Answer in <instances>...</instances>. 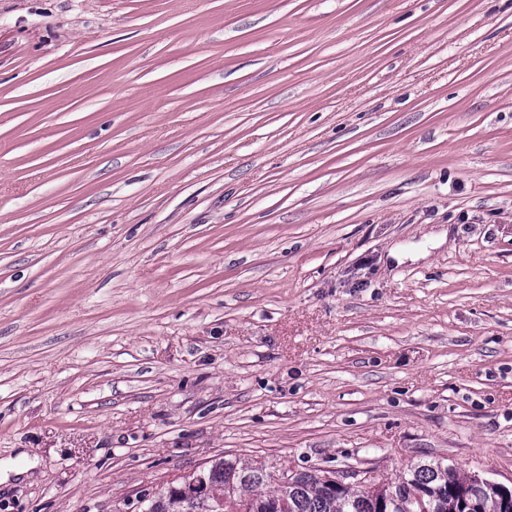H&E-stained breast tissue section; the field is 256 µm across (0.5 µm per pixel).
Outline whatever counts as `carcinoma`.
Instances as JSON below:
<instances>
[{"instance_id": "1", "label": "carcinoma", "mask_w": 512, "mask_h": 512, "mask_svg": "<svg viewBox=\"0 0 512 512\" xmlns=\"http://www.w3.org/2000/svg\"><path fill=\"white\" fill-rule=\"evenodd\" d=\"M470 476L440 460H419L403 475L379 486L332 488L311 471L279 484L250 460L216 455L206 468L205 487L194 494L159 487L147 494L146 512H453V491ZM478 512H503L491 487L473 490Z\"/></svg>"}]
</instances>
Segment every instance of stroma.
<instances>
[{
    "mask_svg": "<svg viewBox=\"0 0 512 512\" xmlns=\"http://www.w3.org/2000/svg\"><path fill=\"white\" fill-rule=\"evenodd\" d=\"M216 455L512 485V0H0V512Z\"/></svg>",
    "mask_w": 512,
    "mask_h": 512,
    "instance_id": "35a3bbf8",
    "label": "stroma"
}]
</instances>
